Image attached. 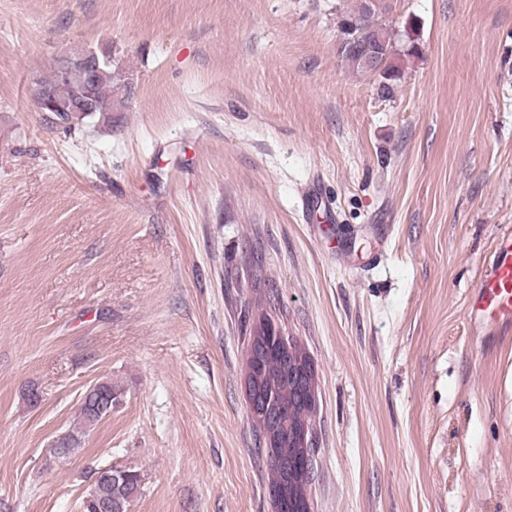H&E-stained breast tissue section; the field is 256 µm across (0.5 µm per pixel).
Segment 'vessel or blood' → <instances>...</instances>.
<instances>
[{"label": "vessel or blood", "instance_id": "vessel-or-blood-1", "mask_svg": "<svg viewBox=\"0 0 512 512\" xmlns=\"http://www.w3.org/2000/svg\"><path fill=\"white\" fill-rule=\"evenodd\" d=\"M471 320L490 330L512 327V226L501 225L489 268L471 301Z\"/></svg>", "mask_w": 512, "mask_h": 512}]
</instances>
